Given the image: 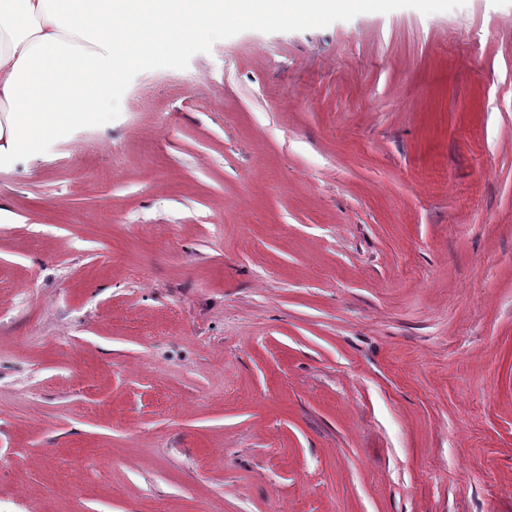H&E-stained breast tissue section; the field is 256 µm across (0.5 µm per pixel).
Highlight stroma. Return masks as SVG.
<instances>
[{
	"mask_svg": "<svg viewBox=\"0 0 512 512\" xmlns=\"http://www.w3.org/2000/svg\"><path fill=\"white\" fill-rule=\"evenodd\" d=\"M0 202V512H512V0L220 26Z\"/></svg>",
	"mask_w": 512,
	"mask_h": 512,
	"instance_id": "stroma-1",
	"label": "stroma"
}]
</instances>
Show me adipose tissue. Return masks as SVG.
I'll use <instances>...</instances> for the list:
<instances>
[{
    "label": "adipose tissue",
    "instance_id": "ef3b65f1",
    "mask_svg": "<svg viewBox=\"0 0 512 512\" xmlns=\"http://www.w3.org/2000/svg\"><path fill=\"white\" fill-rule=\"evenodd\" d=\"M388 0H0V164L104 120L130 72L207 40L218 23L279 22Z\"/></svg>",
    "mask_w": 512,
    "mask_h": 512
}]
</instances>
